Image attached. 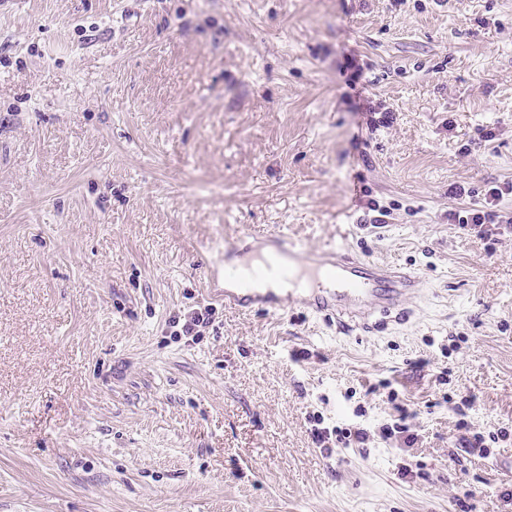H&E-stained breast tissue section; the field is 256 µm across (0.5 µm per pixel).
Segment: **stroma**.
<instances>
[{
    "mask_svg": "<svg viewBox=\"0 0 512 512\" xmlns=\"http://www.w3.org/2000/svg\"><path fill=\"white\" fill-rule=\"evenodd\" d=\"M508 180L512 0H0V512H506L512 236L448 212ZM274 230L426 288L367 329L210 297L225 238ZM470 395L509 432L482 458ZM313 415L372 436L322 453ZM213 311L214 308L209 307V305L203 308L199 306V308H193L183 315H180L177 317V320L173 319L172 327L179 326L182 321L180 330H176V336L188 337L191 338V341H193L195 337L201 336L211 323ZM385 397L387 401L391 404H393L394 408L400 412L399 417L396 419V422L393 423V425H384L381 430V437L384 439H390L392 434L395 435V433L399 434H405L402 436L403 443L407 445L406 447L410 448L415 443V440L417 438V434L415 435L414 432H411V425L406 423L408 418H414L415 413L409 414L406 409L402 408L400 405L395 404L398 393L395 391H388L387 394H385ZM461 418L455 424V447L463 448L464 452L469 456L485 457L488 449L487 438L496 443L500 438H507L505 431H480L468 421L465 417L467 414L463 411L460 413ZM487 433V435H485Z\"/></svg>",
    "mask_w": 512,
    "mask_h": 512,
    "instance_id": "1",
    "label": "stroma"
}]
</instances>
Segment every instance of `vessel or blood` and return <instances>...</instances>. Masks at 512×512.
Instances as JSON below:
<instances>
[{
  "label": "vessel or blood",
  "mask_w": 512,
  "mask_h": 512,
  "mask_svg": "<svg viewBox=\"0 0 512 512\" xmlns=\"http://www.w3.org/2000/svg\"><path fill=\"white\" fill-rule=\"evenodd\" d=\"M251 249L255 258L271 252L281 259L279 268L298 285L288 293L252 288L237 267L205 265L204 275L225 305L244 312L279 315L303 309L314 315L348 317L366 326L372 318L400 314L404 301L423 288L420 274L386 264L362 261L329 247L307 250L278 232H269L248 245L236 238L224 242L225 255Z\"/></svg>",
  "instance_id": "obj_1"
}]
</instances>
